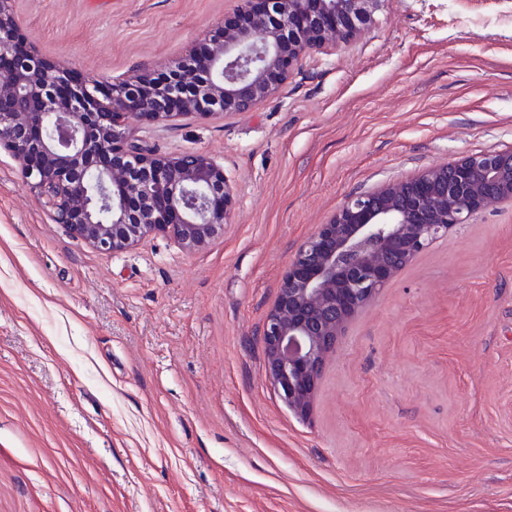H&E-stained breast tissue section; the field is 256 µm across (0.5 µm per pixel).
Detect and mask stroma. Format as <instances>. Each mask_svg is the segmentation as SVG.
<instances>
[{"label":"stroma","instance_id":"stroma-1","mask_svg":"<svg viewBox=\"0 0 512 512\" xmlns=\"http://www.w3.org/2000/svg\"><path fill=\"white\" fill-rule=\"evenodd\" d=\"M240 0H14L78 82L169 71ZM236 192L199 251H97L0 148V512H512V202L452 229L348 325L312 409L260 331L352 193L512 150V0H384L255 109L131 121Z\"/></svg>","mask_w":512,"mask_h":512}]
</instances>
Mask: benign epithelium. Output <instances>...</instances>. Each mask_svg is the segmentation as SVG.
<instances>
[{
  "label": "benign epithelium",
  "mask_w": 512,
  "mask_h": 512,
  "mask_svg": "<svg viewBox=\"0 0 512 512\" xmlns=\"http://www.w3.org/2000/svg\"><path fill=\"white\" fill-rule=\"evenodd\" d=\"M384 0H241L190 90L148 77L58 86L67 71L30 48L19 56L11 0H0V148L70 237L119 252L163 235L198 251L224 233L235 192L200 153L163 155L126 135L129 120L231 116L275 95L304 54L353 42ZM512 200V151L464 156L410 179L349 195L297 248L261 331L269 380L308 413L347 323L415 256L458 224Z\"/></svg>",
  "instance_id": "7a95c632"
}]
</instances>
